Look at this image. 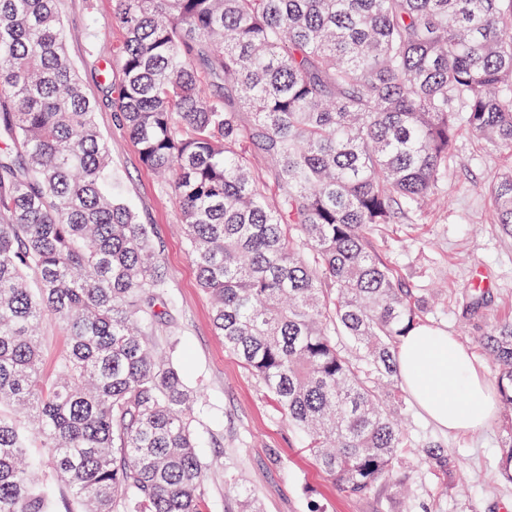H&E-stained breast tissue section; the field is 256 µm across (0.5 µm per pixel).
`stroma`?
I'll return each instance as SVG.
<instances>
[{
    "label": "stroma",
    "mask_w": 512,
    "mask_h": 512,
    "mask_svg": "<svg viewBox=\"0 0 512 512\" xmlns=\"http://www.w3.org/2000/svg\"><path fill=\"white\" fill-rule=\"evenodd\" d=\"M116 0H59L66 43L95 122L112 149L113 189L129 199L148 224L167 280L166 322L159 335L177 336L180 366L204 396L195 423L198 451L207 467V512H241L244 498L261 512H512V483L495 468L503 410L482 427L454 435L412 406L410 431L444 445L464 472L460 495H445L429 466L411 462L413 493L403 502L373 494L350 499L316 464L303 439L272 406L259 382L225 349L212 324V304L199 287L182 233L179 203L142 163L138 149L116 118L112 81L125 32L114 19ZM512 167V155L460 132L448 159L445 204L425 209L414 221L380 226L374 238L379 258L408 288H440L444 297L428 319L435 332L455 338L487 379L495 371L476 338L487 318L512 320V238L494 224L485 189ZM487 293L486 319L463 320L458 305L475 281Z\"/></svg>",
    "instance_id": "35a3bbf8"
}]
</instances>
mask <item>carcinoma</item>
Wrapping results in <instances>:
<instances>
[{"label":"carcinoma","mask_w":512,"mask_h":512,"mask_svg":"<svg viewBox=\"0 0 512 512\" xmlns=\"http://www.w3.org/2000/svg\"><path fill=\"white\" fill-rule=\"evenodd\" d=\"M116 19L113 107L179 200L224 348L345 495L404 497L416 453L454 490L455 459L405 432L395 360L435 293L373 233L438 195L461 130L512 154V0H117ZM65 36L57 0H0V512H206L199 396L155 350L162 263ZM487 196L512 237V169ZM49 317L69 346L46 376ZM477 344L512 410V321ZM500 442L512 482V420Z\"/></svg>","instance_id":"cac0c4a2"}]
</instances>
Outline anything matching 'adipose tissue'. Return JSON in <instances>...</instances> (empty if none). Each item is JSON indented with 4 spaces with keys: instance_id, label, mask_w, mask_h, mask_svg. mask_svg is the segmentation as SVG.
I'll list each match as a JSON object with an SVG mask.
<instances>
[{
    "instance_id": "obj_1",
    "label": "adipose tissue",
    "mask_w": 512,
    "mask_h": 512,
    "mask_svg": "<svg viewBox=\"0 0 512 512\" xmlns=\"http://www.w3.org/2000/svg\"><path fill=\"white\" fill-rule=\"evenodd\" d=\"M396 362L407 392L440 427L470 431L493 415L489 385L453 337L426 330L402 336Z\"/></svg>"
}]
</instances>
